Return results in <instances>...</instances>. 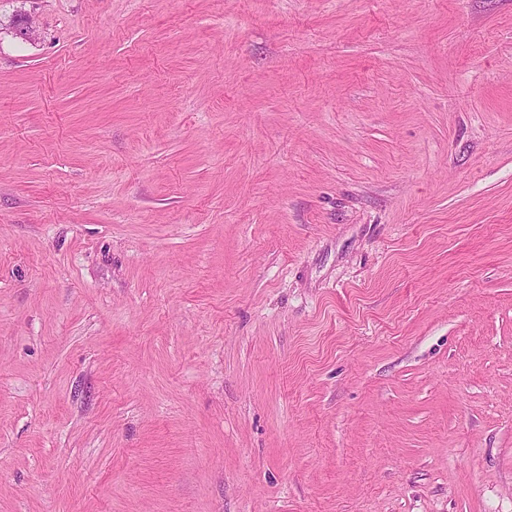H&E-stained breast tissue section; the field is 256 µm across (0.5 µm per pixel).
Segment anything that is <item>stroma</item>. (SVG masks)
Returning a JSON list of instances; mask_svg holds the SVG:
<instances>
[{
  "label": "stroma",
  "mask_w": 512,
  "mask_h": 512,
  "mask_svg": "<svg viewBox=\"0 0 512 512\" xmlns=\"http://www.w3.org/2000/svg\"><path fill=\"white\" fill-rule=\"evenodd\" d=\"M0 512H512V0H0Z\"/></svg>",
  "instance_id": "stroma-1"
}]
</instances>
